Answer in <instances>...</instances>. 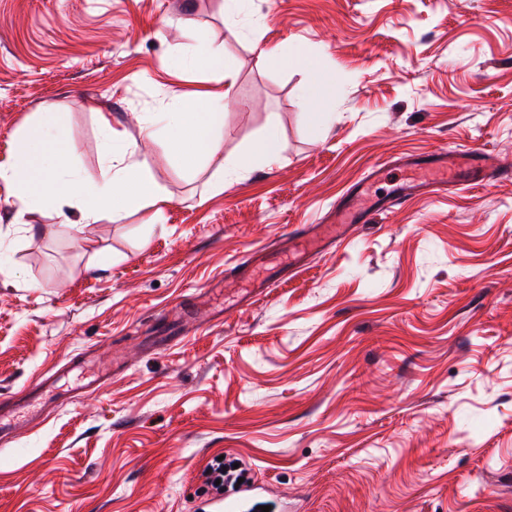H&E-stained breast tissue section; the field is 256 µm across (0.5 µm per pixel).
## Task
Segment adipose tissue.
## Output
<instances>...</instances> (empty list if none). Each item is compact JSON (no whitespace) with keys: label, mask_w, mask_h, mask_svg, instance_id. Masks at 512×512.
<instances>
[{"label":"adipose tissue","mask_w":512,"mask_h":512,"mask_svg":"<svg viewBox=\"0 0 512 512\" xmlns=\"http://www.w3.org/2000/svg\"><path fill=\"white\" fill-rule=\"evenodd\" d=\"M224 99L221 92L195 99L176 96L165 109L148 113L141 126L145 137H165L174 161L193 158L211 167L210 182L217 188L224 185ZM103 130V164L96 181L71 165L74 146L59 128L55 112L47 107L36 113L21 131L12 160L0 164V181L15 190L17 221H24L32 209L52 207L59 224L73 229L105 217L117 222L149 206L163 210L168 198L149 181L134 149L111 124ZM116 156L123 158V165H113Z\"/></svg>","instance_id":"adipose-tissue-1"}]
</instances>
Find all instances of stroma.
<instances>
[{
    "mask_svg": "<svg viewBox=\"0 0 512 512\" xmlns=\"http://www.w3.org/2000/svg\"><path fill=\"white\" fill-rule=\"evenodd\" d=\"M237 78L172 70L198 40ZM330 80L328 118L301 102ZM228 90L224 156L276 128V160L230 174L178 166L141 133L173 95ZM54 105L100 174L103 121L170 199L77 232L49 211L17 223L0 182V395L70 358L123 357L74 401L0 446V512H200L218 455L288 512H512V178L418 195L358 225L254 304L229 274L250 250L324 218L395 156L479 147L512 169V0H0V164ZM188 335L152 347L156 313ZM313 80L303 91V101L312 112L309 117L312 121L320 123L327 119L326 112H319L317 104L321 99V93L324 85L327 83V77L318 66H313Z\"/></svg>",
    "mask_w": 512,
    "mask_h": 512,
    "instance_id": "stroma-1",
    "label": "stroma"
}]
</instances>
